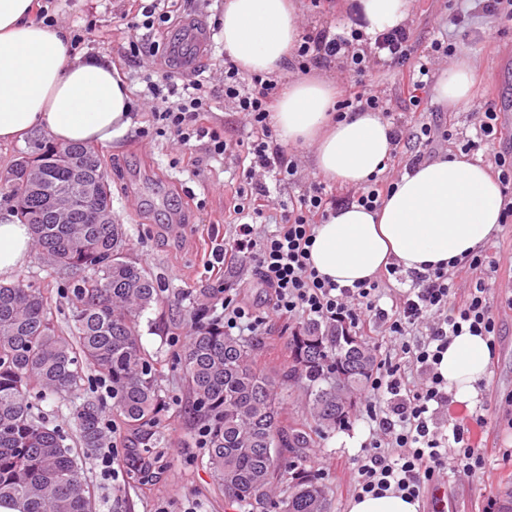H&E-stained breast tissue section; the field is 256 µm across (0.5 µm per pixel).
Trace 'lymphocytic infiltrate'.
Returning a JSON list of instances; mask_svg holds the SVG:
<instances>
[{
	"mask_svg": "<svg viewBox=\"0 0 512 512\" xmlns=\"http://www.w3.org/2000/svg\"><path fill=\"white\" fill-rule=\"evenodd\" d=\"M364 25L362 15L357 14L350 17L344 34L325 28L302 36L290 67L304 73L328 60H342L346 71L357 80L345 88L336 103L340 115L383 111L382 98L359 77L375 64L397 71L407 100L420 117L409 128L392 123L391 141L396 146L405 140L419 142L422 149L411 160L412 166H419L428 148L451 137L449 130L429 121L425 92L436 53L451 52L452 46L437 40L432 42L430 53L417 56L408 26L399 25L370 37L364 33ZM144 82L143 95L152 106L149 125L141 131L143 138L170 135L183 146L195 140L209 156L220 157L235 149L250 160L242 171L243 185L233 206L237 224L227 252L237 259H252L258 281L270 290L271 306L266 315H258L238 294L224 289L219 303L225 333L258 336L267 323L281 320L340 322L371 336L399 340L403 357L421 372V383L409 386L398 364L388 359L379 361L365 390L366 416L375 428L365 453L353 467L356 494L381 496L392 491L416 499L435 485L441 471H480L483 454L474 431L485 427L486 418L468 415L466 423L454 424L447 435L430 429L429 411L434 404H452L448 386L437 371L450 339L466 331L486 337L491 344L497 339L498 321L487 283L476 281L460 296L455 291L453 272L438 267L419 274L418 286L401 292L386 310L379 305L380 280L341 287L320 276L310 262L317 225L337 210L354 205L370 211L379 209L394 190V180L375 174L363 187L336 192L327 190L324 182L312 183L289 202L284 222L272 232L260 233L254 221L263 217L271 203L260 173L273 174L279 183L292 182L298 174L295 153L281 149L271 126L277 79L258 75L246 84L238 67L225 62L224 97L246 117L250 127L248 140L236 143L228 142L223 132L208 125L212 91L202 81H182L176 73L166 71L157 79L145 76ZM505 134L496 110L481 104L476 134L464 148L491 151L493 173L503 188L502 225L507 228L512 226V147H503ZM424 324L429 327L428 340L407 343L410 332Z\"/></svg>",
	"mask_w": 512,
	"mask_h": 512,
	"instance_id": "lymphocytic-infiltrate-1",
	"label": "lymphocytic infiltrate"
}]
</instances>
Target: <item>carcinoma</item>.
<instances>
[{
	"mask_svg": "<svg viewBox=\"0 0 512 512\" xmlns=\"http://www.w3.org/2000/svg\"><path fill=\"white\" fill-rule=\"evenodd\" d=\"M25 161L42 169L33 186L16 179L8 198L31 224L33 246L50 269L79 271L67 289L69 330L59 329L43 289L17 279L0 281V502L22 512H93L84 476L100 448L111 446L105 406L94 386L110 387L112 414L136 446L126 455L128 482L149 488L168 467V439L159 427L168 410L161 369L141 343L140 319L158 301L155 280L129 256L122 224H61L56 190L73 165L99 174L96 150L83 144L46 147ZM208 301L196 304L198 326L177 346L193 412L205 437L201 464L225 499L245 512H330L321 478L301 465L313 436L348 423L373 374L376 356L341 324L311 320L288 339V365H257L256 344L224 334L207 319ZM91 365L97 375H86ZM296 388L310 419L283 418L285 390ZM70 404L79 448L35 412L38 397ZM289 483L288 496L274 489Z\"/></svg>",
	"mask_w": 512,
	"mask_h": 512,
	"instance_id": "1",
	"label": "carcinoma"
}]
</instances>
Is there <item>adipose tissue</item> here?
Listing matches in <instances>:
<instances>
[{"instance_id": "obj_1", "label": "adipose tissue", "mask_w": 512, "mask_h": 512, "mask_svg": "<svg viewBox=\"0 0 512 512\" xmlns=\"http://www.w3.org/2000/svg\"><path fill=\"white\" fill-rule=\"evenodd\" d=\"M368 34L404 23L413 0H359ZM33 0H0V143L39 133L59 144L98 146L123 138L132 125L130 95L103 54H72L62 27L34 23ZM295 0H224V50L241 71L282 72L300 32ZM330 80L284 84L272 120L281 142L314 148V168L348 186L366 184L392 150L390 125L377 112L333 121ZM503 207L498 180L480 162L441 158L404 174L382 207L352 206L317 225L311 264L341 286L374 279L389 263L423 272L465 260L497 229ZM33 250L31 229L0 217V281ZM484 337H453L437 366L462 401L477 397L489 375Z\"/></svg>"}]
</instances>
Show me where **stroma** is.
Listing matches in <instances>:
<instances>
[{"mask_svg":"<svg viewBox=\"0 0 512 512\" xmlns=\"http://www.w3.org/2000/svg\"><path fill=\"white\" fill-rule=\"evenodd\" d=\"M354 0H328L324 11L314 12L309 0H299L298 23L302 33L328 27L341 32ZM175 16H197L209 27L212 38L201 65L200 77L221 85L224 76V4L222 0H169ZM453 0H413L407 21L412 29L415 53L428 49L433 39L448 30ZM47 8L59 26L69 32L86 31L84 50L108 55L130 91L142 90L144 74L169 69L162 57L144 55L125 62L121 48L142 38L168 46L177 28L151 33L123 25L125 15L137 10L136 0H49ZM456 57L474 65L473 99H492L502 115L512 114V21L501 22L481 15L473 19V31L457 41ZM433 118L453 137L436 149L437 157L460 154L473 135L471 101L449 103L440 99L436 86L427 90ZM99 154L112 188V217L124 225L130 255L144 267L160 288L158 305L141 318V341L155 360L161 361V385L171 408L166 422L170 438L169 467L162 481L146 491L125 481L104 479L96 464H88L87 482L95 495L96 512H237L213 485L210 475L196 463L201 452L196 422L191 413L187 386L171 364L174 346L184 340L192 322L196 299L218 287L239 288L240 296L256 311H265L268 292L254 277L251 266L225 263L221 272L210 266L235 226L229 221L235 191L244 162L238 155L212 158L199 155L188 163L189 152L171 139H144L128 133L122 140L100 147ZM491 251L503 256L496 271L486 274L490 302L499 322L496 350L490 358L489 376L478 383L479 396L467 404L469 412L484 415V465L472 476L444 472L441 487L448 493L447 512H487L512 488V231L498 228L488 238ZM19 275L51 298L53 315L60 328H67L71 307L64 295L70 280L67 272L43 267L30 257ZM373 425L356 409L350 423L336 431L314 437L309 452L325 470L331 489V512H349L355 497L351 486L352 462L357 449L346 447L345 436L371 439Z\"/></svg>","mask_w":512,"mask_h":512,"instance_id":"35a3bbf8","label":"stroma"}]
</instances>
